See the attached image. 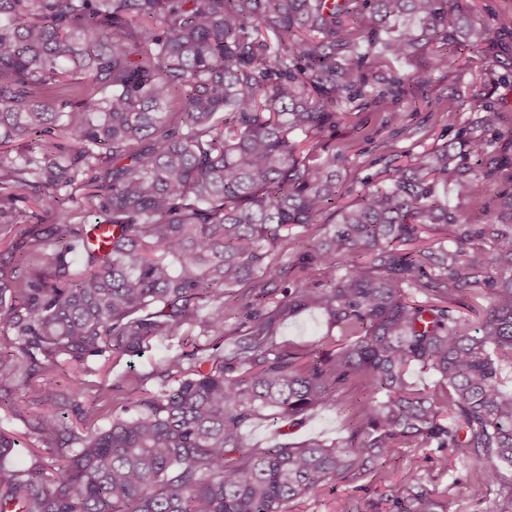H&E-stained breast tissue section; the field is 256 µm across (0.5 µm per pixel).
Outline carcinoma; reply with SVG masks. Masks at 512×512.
Listing matches in <instances>:
<instances>
[{"label": "carcinoma", "instance_id": "obj_1", "mask_svg": "<svg viewBox=\"0 0 512 512\" xmlns=\"http://www.w3.org/2000/svg\"><path fill=\"white\" fill-rule=\"evenodd\" d=\"M462 10V0H0V231L24 225L0 254V406H63L85 423L100 412L85 402L96 362L159 336L184 347L162 371L171 386L106 428L70 432L77 450L62 462L8 466L16 442L0 431V512H288L338 478L389 477L401 448L432 446L477 460L512 512V223H460L438 187L474 198L481 185L446 146L340 208L336 170L307 146L352 105L418 101L421 71L381 76L367 61L431 44L434 68L448 65ZM502 40L468 29L467 46L489 54ZM65 81L68 93L47 101ZM462 146L481 163L492 144ZM78 187L94 223L114 227L106 246L71 223ZM22 199L49 221L26 226ZM436 226L448 245L415 246ZM293 227L312 241L278 266ZM45 242L50 271H32ZM76 252L85 271L74 276ZM343 256L356 261L341 272ZM311 266L325 267V284L290 275ZM236 303L243 331L226 348ZM308 310L342 343L278 344V324ZM414 369L436 377L431 390L413 387ZM58 371L64 391L34 383ZM349 383L369 397L344 443L246 441L263 412L296 425L336 407ZM59 429L49 412L37 433L51 446ZM384 501L396 512L453 505L410 473Z\"/></svg>", "mask_w": 512, "mask_h": 512}]
</instances>
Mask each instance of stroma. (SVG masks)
<instances>
[{
  "label": "stroma",
  "instance_id": "stroma-1",
  "mask_svg": "<svg viewBox=\"0 0 512 512\" xmlns=\"http://www.w3.org/2000/svg\"><path fill=\"white\" fill-rule=\"evenodd\" d=\"M512 71V40L494 56L471 52L447 67L434 71L416 106L404 102L385 101L345 117L336 127L334 146L328 151L339 176L340 203H354L360 193L383 186L386 170L406 155L433 151L456 140L467 130L493 140L512 131V83H499L500 75ZM490 88L500 101L495 122H487L485 113L476 111L474 93ZM459 90L466 102L456 119L442 110L450 90ZM512 195V166H503L484 183L479 200L450 198L449 204L472 224L499 220L501 200ZM333 329L316 311H306L282 322L276 331L278 343L316 350L321 348ZM178 338L162 336L144 352L123 356L99 364L90 376V393L101 398L103 415L98 427H107L112 412L121 411L131 398L160 389L159 373L165 360L180 353ZM361 388L351 385L336 394L339 408L310 411L297 426L277 420L272 412L255 417L244 429L247 441L256 448H267L287 441L298 446L313 442L339 444L349 436L353 425L347 403L360 397ZM45 407L33 405L14 415L0 408V429L11 432L19 441L10 458L13 466L29 470L49 461L50 457L70 454L68 445L47 450L39 442L35 428L45 414ZM454 449L403 448L397 459L395 477L413 471L427 488L435 490L441 500H454L459 512H497L495 493L482 488L474 472L476 461L460 463ZM448 457L447 467H440V457ZM383 482L372 478L359 481L336 480L308 498L289 504L288 512H339L344 504L365 506L378 499Z\"/></svg>",
  "mask_w": 512,
  "mask_h": 512
}]
</instances>
